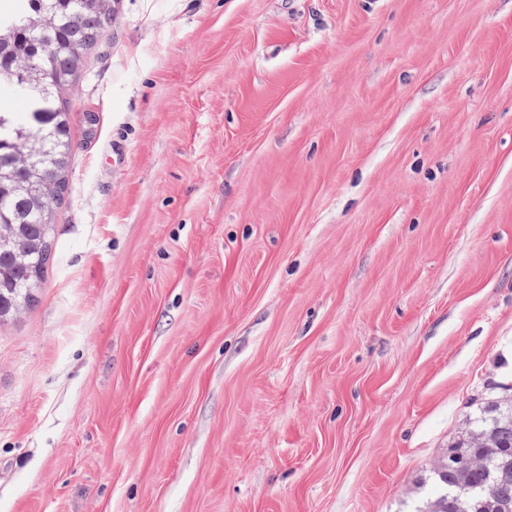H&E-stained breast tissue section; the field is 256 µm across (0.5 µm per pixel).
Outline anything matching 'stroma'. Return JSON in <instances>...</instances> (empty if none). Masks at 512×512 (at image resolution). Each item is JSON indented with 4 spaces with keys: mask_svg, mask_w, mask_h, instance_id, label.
Instances as JSON below:
<instances>
[{
    "mask_svg": "<svg viewBox=\"0 0 512 512\" xmlns=\"http://www.w3.org/2000/svg\"><path fill=\"white\" fill-rule=\"evenodd\" d=\"M0 512H418L512 395V0H112Z\"/></svg>",
    "mask_w": 512,
    "mask_h": 512,
    "instance_id": "1",
    "label": "stroma"
}]
</instances>
